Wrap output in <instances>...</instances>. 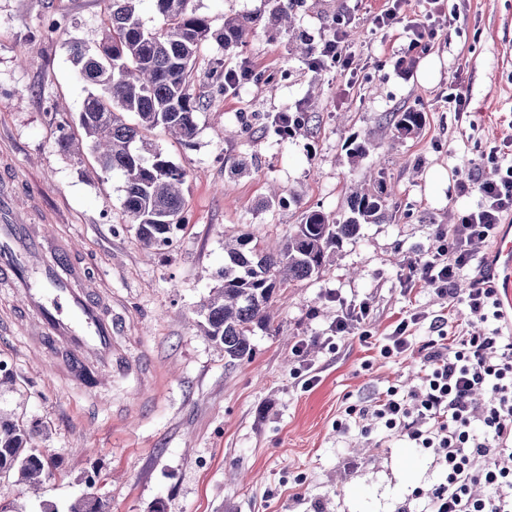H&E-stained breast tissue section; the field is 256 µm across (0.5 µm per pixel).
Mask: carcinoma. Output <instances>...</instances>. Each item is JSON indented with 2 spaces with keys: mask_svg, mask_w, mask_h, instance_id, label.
I'll return each mask as SVG.
<instances>
[{
  "mask_svg": "<svg viewBox=\"0 0 512 512\" xmlns=\"http://www.w3.org/2000/svg\"><path fill=\"white\" fill-rule=\"evenodd\" d=\"M110 11L100 43L70 42L73 63L90 87L79 123L90 139L94 160L105 173L124 176L123 208L147 249L170 247L184 223L183 185L187 172L168 160L147 132L161 129L184 141L196 134L200 97L192 72L204 44L214 41L229 55L246 45L259 25L275 29L288 20L295 0H271L266 15L224 14L215 28L191 6L192 0H152L160 19L146 25L139 15L143 0H107ZM134 113L129 124L124 114ZM307 120L304 112H281L272 119L282 136ZM417 110L394 112L389 123L400 137L425 123ZM377 190L353 194L349 214L330 217L307 210L276 250L257 236L241 233L224 239V268L218 286L198 308L197 327L224 351L230 362L249 360L256 330H267L277 292L295 282L319 276L329 252L359 234L361 225L376 224L391 196L385 174L374 178ZM57 468V459L32 446V430L18 418L0 414V481L38 489ZM68 512H106L99 498H81Z\"/></svg>",
  "mask_w": 512,
  "mask_h": 512,
  "instance_id": "cac0c4a2",
  "label": "carcinoma"
}]
</instances>
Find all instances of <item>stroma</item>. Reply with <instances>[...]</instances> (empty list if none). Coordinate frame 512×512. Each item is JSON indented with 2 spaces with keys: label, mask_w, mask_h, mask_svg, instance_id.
<instances>
[{
  "label": "stroma",
  "mask_w": 512,
  "mask_h": 512,
  "mask_svg": "<svg viewBox=\"0 0 512 512\" xmlns=\"http://www.w3.org/2000/svg\"><path fill=\"white\" fill-rule=\"evenodd\" d=\"M385 0H296L294 28L313 40L346 22L358 66L318 69L293 51L288 33L250 38L225 56L204 45L194 72L203 97L191 142L162 130L151 139L187 172L185 225L173 246L145 254L122 216L123 177L101 173L91 152L61 151V133L80 135L88 94L68 43L99 41L106 0H0V198L9 218L69 237L73 258L106 291L114 314L130 317L117 341L128 359L154 358L153 384L111 377L74 387L56 365L61 353L16 345L20 296L0 284V318L13 333L0 341L14 383L0 386V412L35 428L33 444L58 455L28 512L52 504L66 512L80 496L106 500L108 512H421L438 482L430 453L410 447L344 410L396 387L417 385L421 346L437 317L449 336L478 330L432 289L405 288L410 257L432 247L437 227L458 223L478 193L460 195L458 179L512 165V0H441L439 33L411 73L391 56L408 41L383 37L373 16ZM31 63L20 66L19 51ZM249 65L233 90L213 69ZM462 89L463 116L448 97ZM417 109L426 122L399 138L387 119ZM306 112L291 137L271 120ZM246 127L228 138L225 128ZM369 151L351 161L352 141ZM496 162H489V151ZM248 156L249 171L226 166ZM385 174L393 193L383 218L344 241L325 271L281 289L274 330L256 331L251 361L227 362L196 326V309L224 265L225 234L250 231L271 246L284 241L305 210L344 215L350 186L372 188ZM286 207H262L269 187ZM368 303L361 333L332 336L341 304ZM418 323H411L412 314ZM409 319L411 348L383 358L380 347ZM308 341L297 353L300 341ZM317 381L304 388L298 368Z\"/></svg>",
  "instance_id": "1"
}]
</instances>
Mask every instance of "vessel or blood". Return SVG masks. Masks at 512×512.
Instances as JSON below:
<instances>
[{"label": "vessel or blood", "mask_w": 512, "mask_h": 512, "mask_svg": "<svg viewBox=\"0 0 512 512\" xmlns=\"http://www.w3.org/2000/svg\"><path fill=\"white\" fill-rule=\"evenodd\" d=\"M486 260L489 274L501 282L504 306L512 310L511 225ZM0 281L21 293V315L31 338L46 351L64 350L65 371L74 384L86 385L93 372L150 371V355L134 367L122 359L112 339L125 321L107 312L85 267L74 264L70 244L32 224H1Z\"/></svg>", "instance_id": "vessel-or-blood-1"}]
</instances>
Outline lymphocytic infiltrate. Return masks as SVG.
<instances>
[{"mask_svg":"<svg viewBox=\"0 0 512 512\" xmlns=\"http://www.w3.org/2000/svg\"><path fill=\"white\" fill-rule=\"evenodd\" d=\"M459 190L477 192L480 205L450 228L437 229L436 246L407 263L403 282L456 299L480 321V330L450 346L444 320H436V336L423 346L419 385L389 390L347 413L432 454L440 480L427 512H512V335L503 330L499 293L486 270H475L468 288H456L463 272L475 269L471 244L496 237L512 212V167L496 177L460 181Z\"/></svg>","mask_w":512,"mask_h":512,"instance_id":"obj_1","label":"lymphocytic infiltrate"}]
</instances>
